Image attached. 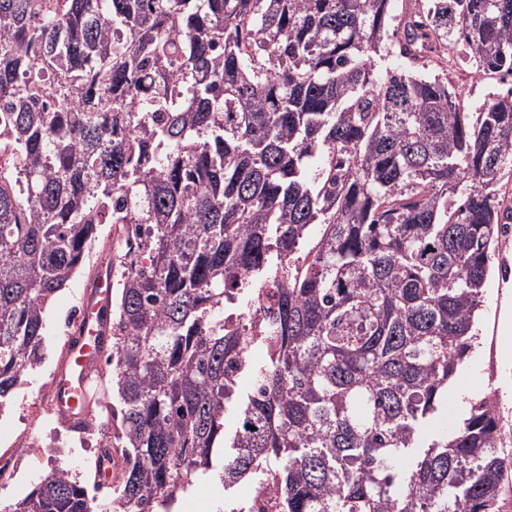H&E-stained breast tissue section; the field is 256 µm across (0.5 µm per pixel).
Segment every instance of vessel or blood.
Listing matches in <instances>:
<instances>
[{
  "label": "vessel or blood",
  "instance_id": "vessel-or-blood-1",
  "mask_svg": "<svg viewBox=\"0 0 512 512\" xmlns=\"http://www.w3.org/2000/svg\"><path fill=\"white\" fill-rule=\"evenodd\" d=\"M112 304V276L100 269L90 277L76 324L77 337L53 380L52 404L73 419L82 418L88 391L95 380L101 354L97 342L102 317Z\"/></svg>",
  "mask_w": 512,
  "mask_h": 512
}]
</instances>
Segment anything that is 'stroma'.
<instances>
[{
  "label": "stroma",
  "instance_id": "obj_1",
  "mask_svg": "<svg viewBox=\"0 0 512 512\" xmlns=\"http://www.w3.org/2000/svg\"><path fill=\"white\" fill-rule=\"evenodd\" d=\"M448 79L464 111L471 112L491 92L497 90L496 81L471 82L466 69L456 57L448 59ZM124 248L122 230L103 227L92 250H89L84 269L75 275L66 288L59 291L47 310L48 358L40 368L29 371L18 388L11 410L25 413L35 430L41 431L43 393L52 383V376L63 357L65 321L80 304L87 272L93 265L120 255ZM512 318V232L499 245L498 255L491 267L485 288L484 307L480 314L481 345L462 369L450 395V419H457L466 409L467 400L478 394L496 393L503 417L506 438L512 440V356L502 351V330L506 318ZM97 450L88 448L51 447L48 436L42 435L40 445L25 453L26 468L17 483V497H25L36 485L48 466L56 463L76 474H83L84 464L96 456ZM243 484L224 488L217 480L208 479L196 484L184 497L178 512H215L222 500L242 497Z\"/></svg>",
  "mask_w": 512,
  "mask_h": 512
}]
</instances>
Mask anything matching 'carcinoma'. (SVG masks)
<instances>
[{"mask_svg":"<svg viewBox=\"0 0 512 512\" xmlns=\"http://www.w3.org/2000/svg\"><path fill=\"white\" fill-rule=\"evenodd\" d=\"M458 44L511 77L512 0H0V410L120 224L112 512L214 474L271 475L279 512H501L499 403L450 428L448 395L512 222V88L461 111L428 74ZM263 282L264 335L224 329ZM96 509L55 466L8 505Z\"/></svg>","mask_w":512,"mask_h":512,"instance_id":"obj_1","label":"carcinoma"}]
</instances>
